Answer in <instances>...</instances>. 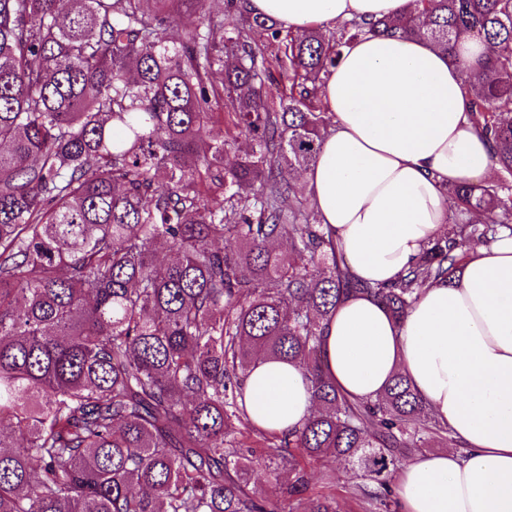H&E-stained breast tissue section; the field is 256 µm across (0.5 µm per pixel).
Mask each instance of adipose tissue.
<instances>
[{
	"label": "adipose tissue",
	"mask_w": 512,
	"mask_h": 512,
	"mask_svg": "<svg viewBox=\"0 0 512 512\" xmlns=\"http://www.w3.org/2000/svg\"><path fill=\"white\" fill-rule=\"evenodd\" d=\"M408 0H250L287 30L329 29L400 16ZM463 60L416 39L365 36L338 59L320 92L331 116L318 160L301 182L321 223L340 241L355 279L388 284L440 237L448 188L479 185L494 169L490 144L466 112ZM329 377L374 399L403 374L448 427L454 446L422 453L394 477L401 512H512V230L468 249L454 283L422 290L402 320L366 293L324 325ZM252 424L279 432L311 413L303 372L263 361L246 378Z\"/></svg>",
	"instance_id": "1"
}]
</instances>
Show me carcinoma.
Instances as JSON below:
<instances>
[{"instance_id":"1","label":"carcinoma","mask_w":512,"mask_h":512,"mask_svg":"<svg viewBox=\"0 0 512 512\" xmlns=\"http://www.w3.org/2000/svg\"><path fill=\"white\" fill-rule=\"evenodd\" d=\"M204 2L0 0V512H341L310 491L337 459L363 512H396L397 469L454 444L400 374L371 401L340 392L324 322L357 291L402 319L512 225V0L296 32L225 0L182 34ZM366 34L455 60L487 45L467 112L498 173L451 186L446 233L375 288L290 177L316 163L324 79ZM224 122L237 137L206 136ZM262 360L303 371L300 427L248 424Z\"/></svg>"}]
</instances>
